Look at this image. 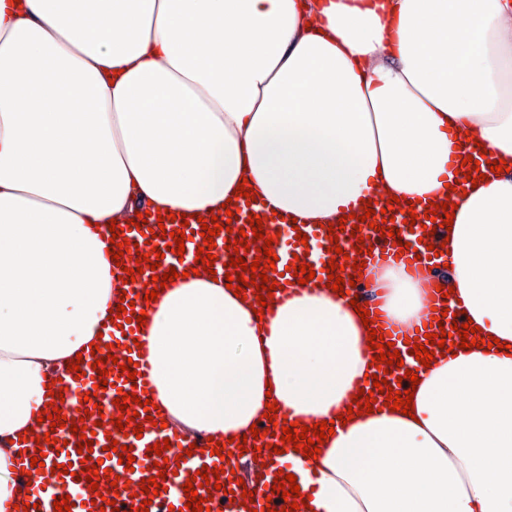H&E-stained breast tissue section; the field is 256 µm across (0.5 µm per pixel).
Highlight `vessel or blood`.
<instances>
[{"label":"vessel or blood","mask_w":512,"mask_h":512,"mask_svg":"<svg viewBox=\"0 0 512 512\" xmlns=\"http://www.w3.org/2000/svg\"><path fill=\"white\" fill-rule=\"evenodd\" d=\"M425 204L418 203L415 206L405 204H390L386 207L385 214H372L373 222H381L383 215H390L394 218L393 226L399 229V236H381L380 233L363 228L362 233L368 238L369 245H372V253H356V238L352 237L350 232H342L339 235V246L347 254L348 259L344 261V268H351L353 261L359 260L365 262L367 268L377 269L385 265H401L407 270L416 272L436 265L444 264L445 259L441 256H435L434 252L429 251L428 245L432 243L433 237L425 229L426 219L424 213ZM416 216V225H407L406 220L409 216ZM288 224L287 218L265 219L263 221L264 237H273L274 243L272 249L277 255L275 271L279 275L278 289H275V296H282L283 289L293 280L291 272L292 266L296 263L311 265L314 272V279L310 280L309 286L318 290L324 288L328 282L327 268L332 253L329 249L330 241L328 239L327 229L318 225L303 226L302 231L306 233V240L289 239L288 242L276 240L275 235L279 228ZM164 227L167 233L177 231L179 222L158 223L155 217H148L147 226L143 229H136L135 225H125L123 236L128 242L138 244L140 252H151L152 248L163 250L164 257L159 268H144L141 275H138L135 281L125 283V299L131 304L127 309V324L117 325L110 323L104 329L100 339L101 346L95 354L85 356L80 368L82 375L80 379L66 380L65 385L69 392L71 400H89L91 410L85 417L84 423L88 426H94L95 433L92 437L93 452L92 459L102 460L104 467L110 468L113 474L119 475L121 480L127 481L126 489L120 490L115 505L99 508L94 503L96 497L95 491L88 481L76 480L75 475L81 472V456L78 454L79 438L70 432L69 428H51L49 423H42L38 427V434H45L46 431H53L55 443L35 442L29 439L19 440L15 443L14 466L16 469H30L31 460L36 456H44L46 463L50 466L70 465L71 471L67 474L55 472V474L44 476L41 482H34L24 485L23 492L27 502L32 503V512H54L53 503L55 500L67 497L70 498L73 506L71 512H135L136 507L148 506L149 512H169L170 508L184 507L187 498L183 491V486L187 479L195 477L197 470L208 467L211 469H220L222 461L219 456L213 455L210 449H201L192 447L189 438L183 437L171 431L168 428H161L152 424H145L142 436H135L133 432V423H125L123 429H116L110 418L100 417L98 406H112L115 398L119 394H132L133 390H153L154 383L151 369L142 361V352L134 348V340L140 339L141 334L136 323L137 316H140L142 310L148 309L149 304L144 296L147 291L153 290V278L157 275H163L170 270L184 271L187 267L195 263L198 247L203 244L201 234H187L184 246V255L178 256L169 251L168 242L165 237L152 236L151 231L157 227ZM228 233H220L215 238L216 245L213 253L216 260L213 269L217 278H224L227 272L226 264L233 257V250L228 249ZM408 242V249H400V242ZM370 284L369 278H356L354 285L345 287L344 292L348 295L357 296L359 302L367 301V288ZM370 317L373 321V327L377 333L382 334L384 341L394 342L396 350H399L402 358H405L404 366L390 365L387 375L389 386H397L398 379L404 376L406 370H418L420 363L411 358L410 352L413 348L412 337L416 333H428L431 317H424L415 330H405L398 328L387 322L378 304L368 303ZM103 359L105 368H108L107 376L108 386L104 390H97L96 385L100 379L92 365L96 359ZM136 362V376H128L127 372L121 371V364L127 362ZM132 447L135 461L132 467H125L120 464L119 455L111 451L112 442ZM169 442L170 447L164 454L158 455L152 453L151 448L156 443ZM280 436H265L261 439H250V446L258 447V461L268 467L267 472L261 473L254 483L249 487H242L235 474L222 472L220 476V490L207 492L206 489H198L197 494L200 497H213L219 501L221 512H237V504L241 500L243 490L253 491L255 512H267L266 498L270 496L275 477L278 475L276 461L277 454L274 453V446L280 445ZM185 454V461H178V454ZM165 474L166 479L162 482L157 495L147 496L142 491L140 485L143 480L149 479L158 474Z\"/></svg>","instance_id":"1"}]
</instances>
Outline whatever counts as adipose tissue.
Segmentation results:
<instances>
[{"label": "adipose tissue", "instance_id": "adipose-tissue-1", "mask_svg": "<svg viewBox=\"0 0 512 512\" xmlns=\"http://www.w3.org/2000/svg\"><path fill=\"white\" fill-rule=\"evenodd\" d=\"M470 135L507 169L458 197L443 285L501 345L434 357L413 415H356L287 455L305 512H512V0H0V512L24 502L10 441L121 292L104 225L208 220L243 182L335 224L445 193ZM379 281L389 321L418 324L420 281ZM253 307L192 274L151 308L176 431L239 440L270 400L346 410L371 364L349 299L298 284Z\"/></svg>", "mask_w": 512, "mask_h": 512}]
</instances>
